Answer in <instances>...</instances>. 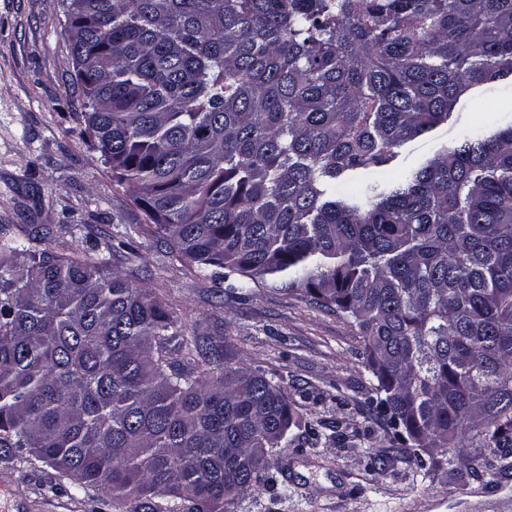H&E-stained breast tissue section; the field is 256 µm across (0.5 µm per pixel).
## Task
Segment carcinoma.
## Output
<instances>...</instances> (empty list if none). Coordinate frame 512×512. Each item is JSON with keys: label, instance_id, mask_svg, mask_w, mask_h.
Returning a JSON list of instances; mask_svg holds the SVG:
<instances>
[{"label": "carcinoma", "instance_id": "carcinoma-1", "mask_svg": "<svg viewBox=\"0 0 512 512\" xmlns=\"http://www.w3.org/2000/svg\"><path fill=\"white\" fill-rule=\"evenodd\" d=\"M81 119L178 255L233 294L349 320L399 451L512 471V123L487 111L389 179L397 149L512 81V0H62ZM177 322L103 260L0 229V457L114 512H234L294 417L245 365L169 357Z\"/></svg>", "mask_w": 512, "mask_h": 512}]
</instances>
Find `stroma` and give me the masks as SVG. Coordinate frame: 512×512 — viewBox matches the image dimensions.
<instances>
[{"label": "stroma", "instance_id": "1", "mask_svg": "<svg viewBox=\"0 0 512 512\" xmlns=\"http://www.w3.org/2000/svg\"><path fill=\"white\" fill-rule=\"evenodd\" d=\"M61 0H0V227H23L55 250L93 252L136 287L155 290L180 340L209 336L217 362L247 364L282 380L297 427L274 449L266 474L235 512H512V473L478 476L435 454L428 470L393 448L364 412L371 377L354 326L310 296L251 288L216 298V285L181 262L130 192L94 151L76 119ZM512 116V86L488 85L458 106V120L398 150V175L456 140L485 110ZM6 512H112L71 496L55 471L0 458Z\"/></svg>", "mask_w": 512, "mask_h": 512}]
</instances>
